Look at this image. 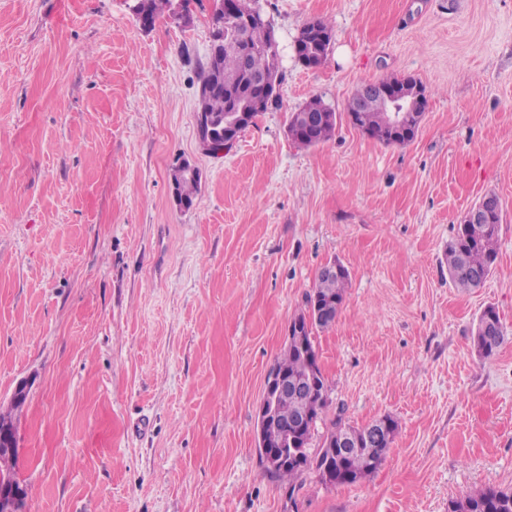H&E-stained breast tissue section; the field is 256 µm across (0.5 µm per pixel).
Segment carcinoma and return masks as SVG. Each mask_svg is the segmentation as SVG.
Segmentation results:
<instances>
[{"instance_id": "1", "label": "carcinoma", "mask_w": 512, "mask_h": 512, "mask_svg": "<svg viewBox=\"0 0 512 512\" xmlns=\"http://www.w3.org/2000/svg\"><path fill=\"white\" fill-rule=\"evenodd\" d=\"M131 10L140 26L151 30L164 11H172V0H134ZM256 14L246 28V37H241L233 20L224 15V0H217L212 23V34H220L216 54L209 55L201 75L197 125L206 134L201 137L204 149L216 154L224 148V124L243 132L255 123L263 112L280 106L276 80L283 79L280 69L279 42L276 41L271 20L260 9L250 6V0H242L238 19ZM314 24L326 35L322 40L312 38L307 43L294 46L297 60L306 59L311 67L323 65L332 43V27L317 18ZM425 111V102H420L419 112L406 119L404 126L409 134L394 139H385V144H405L411 141L418 130ZM387 118V103L374 100L359 115L361 128L377 133ZM336 128V112L322 97H310L299 109L291 113L288 120V136L304 146H315L330 139ZM173 191L178 202L190 207L199 191L200 178H191L178 166L172 174ZM502 213H492L485 224H461L448 242L446 262L448 274L458 288L480 287L492 273L498 256L499 228ZM349 272L338 265L332 277L319 275L311 290L305 293L304 310L294 317L291 326L306 328V348L288 347L276 362L272 371L288 376H312L316 384L317 408H312L293 395L281 397L277 404V425L288 439V463L276 473L288 480L301 477L307 471L320 473L328 465L336 469V484L350 485L374 472L390 448L396 421L385 417L388 427L375 435L369 427H352L336 420L327 428L320 446L311 451L317 431V423L328 404L330 391L322 370L317 367L315 331L329 327L342 307ZM474 345L483 358L491 357L504 339V327L496 309L486 307L480 314L473 331ZM300 410L311 412L304 431L298 433L292 426L295 414ZM356 435L360 446L343 451L331 449L333 441L340 440L344 432ZM18 448L6 450L0 447V484L6 482L23 487L18 479L16 466ZM448 512H512V492L486 487L469 493L464 499L451 502Z\"/></svg>"}]
</instances>
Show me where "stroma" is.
<instances>
[{"label":"stroma","mask_w":512,"mask_h":512,"mask_svg":"<svg viewBox=\"0 0 512 512\" xmlns=\"http://www.w3.org/2000/svg\"><path fill=\"white\" fill-rule=\"evenodd\" d=\"M280 44L281 106L213 156L197 128L215 0L143 30L130 0H0V409L27 512H448L512 491V0H258ZM333 28L307 68L293 40ZM412 77L414 139L354 127L362 85ZM322 96L310 147L286 131ZM195 163L180 207L171 174ZM487 193L498 258L456 288L445 250ZM349 272L315 347L325 421L398 423L351 485L296 489L257 447V410L322 266ZM506 328L490 358L472 329ZM28 396L11 404L20 382ZM313 23L318 27V33H323L327 36L326 40L314 37L308 43H297L295 41L294 50L297 61L299 60L303 63V59H306L311 65L310 68H317L323 65L328 57L333 29L320 18L315 19ZM300 114L314 118V126L308 127L299 119ZM335 128V110L317 95L311 96L297 111L292 112L288 120V136L304 146H315L327 141ZM486 324V330L482 325ZM504 327L498 312L493 306H487L480 314L473 331L474 345L483 358L491 357L504 339Z\"/></svg>","instance_id":"1"}]
</instances>
